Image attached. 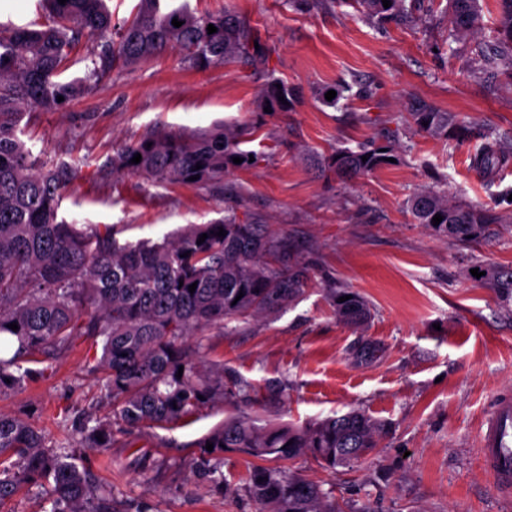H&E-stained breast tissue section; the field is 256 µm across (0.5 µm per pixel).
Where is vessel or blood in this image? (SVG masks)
<instances>
[{
    "mask_svg": "<svg viewBox=\"0 0 512 512\" xmlns=\"http://www.w3.org/2000/svg\"><path fill=\"white\" fill-rule=\"evenodd\" d=\"M480 456L503 493L512 492V392H499L480 430Z\"/></svg>",
    "mask_w": 512,
    "mask_h": 512,
    "instance_id": "b4317fda",
    "label": "vessel or blood"
}]
</instances>
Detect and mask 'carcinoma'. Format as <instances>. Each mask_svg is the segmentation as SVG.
I'll list each match as a JSON object with an SVG mask.
<instances>
[{
  "label": "carcinoma",
  "mask_w": 512,
  "mask_h": 512,
  "mask_svg": "<svg viewBox=\"0 0 512 512\" xmlns=\"http://www.w3.org/2000/svg\"><path fill=\"white\" fill-rule=\"evenodd\" d=\"M44 23L0 30V335L13 336L14 351L0 340V395L21 384L14 370L53 348L67 350L83 336L102 338L98 381L112 396V420L85 429L82 445L107 448L114 434L164 426L188 418L204 404L224 398V370L209 371L191 358L183 341L209 328L222 330L233 320L287 308L311 280L288 240L251 214L229 210L224 219L192 224L173 239L119 243L109 232L80 227L59 218L63 193L75 168L34 157L21 139L25 111H55L73 100L75 82H61L81 38L90 49L89 81H99L116 64L133 65L164 50H177L191 66L204 69L231 60L266 64L267 51L234 11L198 15L188 3L175 8L163 0H139L134 16L112 22L105 0H44ZM358 13L378 21L407 17L405 0H346ZM495 41L480 48L477 73L512 81V0H499ZM450 35L478 33L479 0H449ZM182 26L172 25L173 18ZM214 25L217 32L208 33ZM262 96L274 112L293 109L299 91L263 70ZM64 97L58 101L57 97ZM284 101H279V97ZM416 131L462 143L471 126L448 112L419 104L409 113ZM256 128L219 124L193 138L151 136L122 145L112 160L116 173H134L157 182L210 185L234 169L251 166L256 152L241 148ZM483 146L473 167L491 172L504 164L502 139L492 129L479 131ZM140 163L133 164L135 154ZM368 156L362 161V156ZM243 159L235 164L232 158ZM389 146L337 148L312 157L313 166L342 182L387 165ZM200 169H195L196 165ZM415 222L448 238L478 240L489 224L502 221L495 211L460 201L445 189L425 187L407 201ZM443 220L435 225V215ZM226 235H218L219 230ZM203 243H198L202 234ZM482 279L512 297V267L497 266ZM197 284L195 292L189 285ZM350 296L341 302L339 298ZM327 299L346 325L371 317L367 301L346 288L329 285ZM17 323L18 329L8 328ZM183 373H178V369ZM382 425L365 412L345 413L297 426H259L243 414L231 416L199 443L203 455L251 456L260 463L246 477L251 499L265 512H346L321 485L269 461L312 457L322 468H353L378 447ZM213 450L206 449V443ZM68 445H47L41 430L21 418L0 414V502L25 486H39L52 499V512H112L110 491L71 462Z\"/></svg>",
  "instance_id": "obj_1"
}]
</instances>
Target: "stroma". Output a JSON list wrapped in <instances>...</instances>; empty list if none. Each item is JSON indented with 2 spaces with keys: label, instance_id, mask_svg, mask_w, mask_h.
<instances>
[{
  "label": "stroma",
  "instance_id": "stroma-1",
  "mask_svg": "<svg viewBox=\"0 0 512 512\" xmlns=\"http://www.w3.org/2000/svg\"><path fill=\"white\" fill-rule=\"evenodd\" d=\"M200 14L233 10L269 47L270 68L299 87L290 112L259 108L264 79L240 62L199 71L165 52L115 67L67 108L23 119L35 156L78 173L61 203L71 222L113 231L119 242L162 241L190 224H208L227 207L259 217L287 237L311 269L312 284L286 309L189 337L186 348L225 380L246 384L250 401L225 396L194 417L116 434L110 447H82L80 423L111 419L112 401L92 371L89 344L54 353L16 389L0 413L41 428L48 444L73 446L112 487L116 512H256L242 477L247 459L224 456V484L199 441L224 418L247 410L259 423L303 424L352 409L384 430L358 467L335 472L311 457L291 471L351 507L375 512H512L484 471L481 423L499 391L512 390V310L473 276L512 265V158L492 174L471 165L481 145L415 133L408 113L425 103L474 128L495 127L512 144V81L473 73L481 45L494 41L497 0H481L483 31L448 38V0H413L403 23L356 16L329 0H188ZM344 81L349 107H328L319 90ZM260 123L251 144L258 162L224 183L171 185L112 175L117 147L164 133L191 135L217 123ZM393 131L395 161L341 184L307 161ZM425 186L505 215L479 242H451L413 223L405 203ZM358 292L372 317L355 328L336 319L329 281ZM374 341V358L360 345Z\"/></svg>",
  "mask_w": 512,
  "mask_h": 512
}]
</instances>
